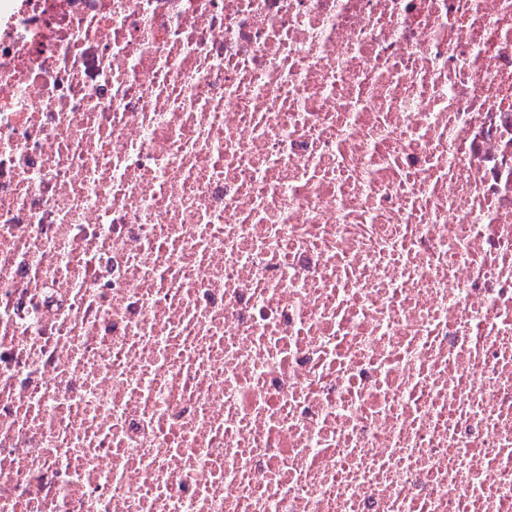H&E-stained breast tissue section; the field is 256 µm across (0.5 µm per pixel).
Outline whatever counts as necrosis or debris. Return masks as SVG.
Here are the masks:
<instances>
[{"mask_svg":"<svg viewBox=\"0 0 512 512\" xmlns=\"http://www.w3.org/2000/svg\"><path fill=\"white\" fill-rule=\"evenodd\" d=\"M0 512H512V0H0Z\"/></svg>","mask_w":512,"mask_h":512,"instance_id":"obj_1","label":"necrosis or debris"}]
</instances>
